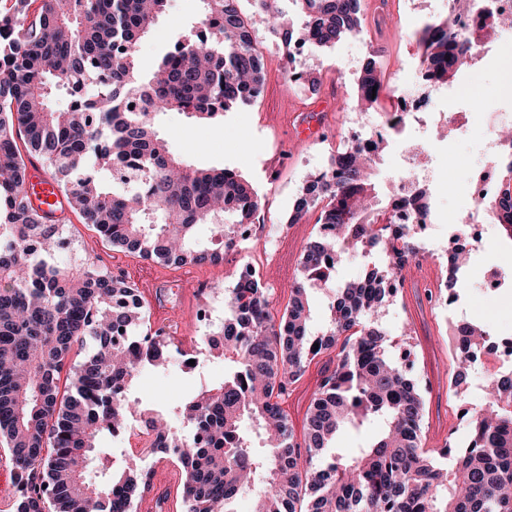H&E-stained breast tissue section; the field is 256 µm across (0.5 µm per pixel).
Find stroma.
<instances>
[{
	"mask_svg": "<svg viewBox=\"0 0 512 512\" xmlns=\"http://www.w3.org/2000/svg\"><path fill=\"white\" fill-rule=\"evenodd\" d=\"M241 7L251 14V31L263 41L266 83L261 95L251 104L224 112L215 122L204 123L186 114L171 111L158 115L155 127L177 156L194 168H225L245 179L257 194L260 208L256 231L240 242L238 250L226 253L216 265H160L106 242L79 215H71L63 231L72 243L71 252L61 254L59 262L70 266L76 261H91L99 268L129 282L162 277L170 285L162 301L142 295V307L152 326L183 327L184 348L199 351L201 365L192 372L164 368L142 372L134 389L143 408L162 411L182 433L190 428L179 414L180 406L202 386L223 381L226 364L203 344L201 327L204 314L214 323L224 321L225 289L233 287L248 260L273 267L275 258L287 257L288 272L273 290L277 309L288 302V283L300 270V259L307 242L316 234L314 217L299 223L289 218L303 186L316 173L328 168L334 149L349 139L352 128L347 112L342 111L340 92L354 81L357 64L363 63L369 48L379 50V68L385 84L394 95L412 99L428 96L419 67L416 32L430 19L447 14L446 0H380L369 5L360 33L347 35L327 47L306 46L302 79L286 81L283 63L285 47L269 32L265 22L253 16L249 0ZM202 13L201 0H169L168 8L151 32L137 47L143 65H151L170 49L173 42L195 26ZM466 99L430 98L433 112L472 114L467 133L453 132L428 143L432 165L439 177H454L466 184L484 171L491 159L483 150L489 123L498 113L512 107L500 91L512 84V39L499 42L489 56H479L470 66ZM324 113L327 122L311 142L291 140L287 123L296 115ZM411 131L391 134L389 144L374 168V183L379 205H386V188L395 176ZM418 265L407 266L404 284L383 309L379 323L391 341L407 352L408 372L422 391L426 402L424 435L427 441H448L461 445L470 437V420L463 409L472 407V397L459 398L449 389L453 381L455 328L465 322L481 324L491 341L512 338V240L490 230L482 251L472 256L466 270L467 287L456 304L457 315L446 319L433 311L439 291L424 287L429 277H439L434 258L426 253ZM501 269L507 278L496 298L487 297L483 288L486 272ZM189 293H182V286ZM336 356L324 353L307 366L299 381L292 384L284 407L294 427H302L305 412L324 371L334 369Z\"/></svg>",
	"mask_w": 512,
	"mask_h": 512,
	"instance_id": "obj_1",
	"label": "stroma"
}]
</instances>
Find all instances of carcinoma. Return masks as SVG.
<instances>
[{"label": "carcinoma", "mask_w": 512, "mask_h": 512, "mask_svg": "<svg viewBox=\"0 0 512 512\" xmlns=\"http://www.w3.org/2000/svg\"><path fill=\"white\" fill-rule=\"evenodd\" d=\"M168 0H14L0 12V438L12 456L17 512H132L150 485L128 456L105 477H89L97 443L124 428L133 410L130 390L141 370L167 364L170 337L146 321L134 286L82 262L57 263L62 224L34 208L27 193L28 164L50 171L70 211L95 226L113 246L164 264L213 265L216 249L197 243L195 230L211 225L224 249L237 246L235 229L253 223L260 208L251 186L224 168H191L154 129L169 111L214 120L261 94L266 71L243 19L241 0H203L191 32L146 70L136 47ZM306 18L299 39L325 47L362 29L361 0H294ZM269 30L291 42L294 29L271 14L270 0H251ZM504 27L487 10L482 28L467 38L448 19L425 24L417 38L428 77L455 76L485 40ZM371 53L347 99L376 110L382 88ZM71 104L47 106L55 87ZM144 104L132 110L133 103ZM382 140L349 144L331 159L334 178L313 177L290 223L323 203L318 236L304 247L300 272L279 320L268 291L250 269L224 293V328L205 337L224 357V380L181 406L197 435L180 456L186 512H234L232 503L261 482L254 512H512V372L493 371L484 403L471 412L464 449L451 469L436 467L422 448L424 398L392 353L377 316L396 292L393 280L417 252L404 228H376L372 168ZM502 198L512 208V162L500 168ZM236 223H224V215ZM370 248L377 264L344 282L327 305L328 328L311 333L308 292L327 286L347 255ZM457 250L448 258L447 290L462 287ZM453 387L465 394L473 353L487 332L459 327ZM93 351L67 377L60 374L72 348ZM337 350L336 368L311 399L303 442L295 439L283 407L288 386L318 355ZM151 409L140 428L153 448L181 443L176 427ZM379 428L351 456L321 459L337 433Z\"/></svg>", "instance_id": "carcinoma-1"}]
</instances>
